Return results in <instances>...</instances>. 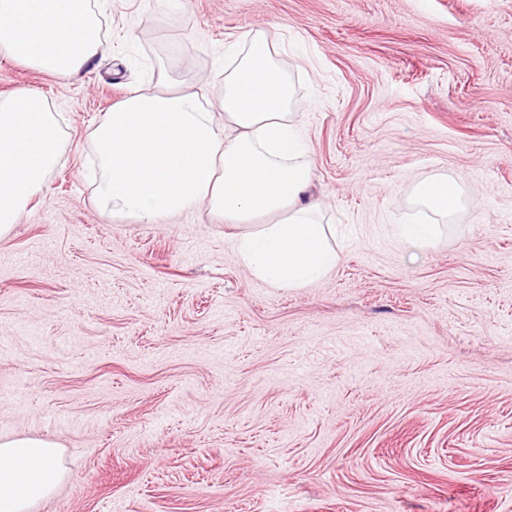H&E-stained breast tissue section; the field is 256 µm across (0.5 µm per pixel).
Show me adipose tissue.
<instances>
[{"instance_id":"obj_1","label":"adipose tissue","mask_w":512,"mask_h":512,"mask_svg":"<svg viewBox=\"0 0 512 512\" xmlns=\"http://www.w3.org/2000/svg\"><path fill=\"white\" fill-rule=\"evenodd\" d=\"M111 53L98 0H0V55L61 79ZM295 88L264 31L248 37L218 94L134 88L90 133L103 211L155 224L207 205L247 226L241 261L278 286L327 275L338 255L307 194L311 148L290 110ZM62 130L48 100L20 90L0 96V237L42 191L61 156ZM418 203L456 212L461 183L421 182ZM66 477L60 445L0 436V512H32Z\"/></svg>"}]
</instances>
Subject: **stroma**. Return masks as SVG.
Here are the masks:
<instances>
[{"mask_svg": "<svg viewBox=\"0 0 512 512\" xmlns=\"http://www.w3.org/2000/svg\"><path fill=\"white\" fill-rule=\"evenodd\" d=\"M50 101L59 163L0 238V435L64 447L34 512H512V0H106ZM264 29L336 267L256 278L207 206L102 211L90 132L134 87L213 88ZM461 179L447 220L415 186ZM440 224L435 244L395 236Z\"/></svg>", "mask_w": 512, "mask_h": 512, "instance_id": "1", "label": "stroma"}]
</instances>
